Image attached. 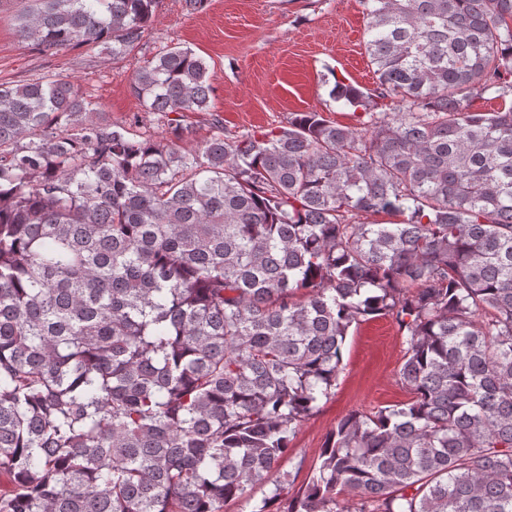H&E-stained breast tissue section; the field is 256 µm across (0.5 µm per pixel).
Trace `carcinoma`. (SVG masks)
Listing matches in <instances>:
<instances>
[{
    "instance_id": "carcinoma-1",
    "label": "carcinoma",
    "mask_w": 512,
    "mask_h": 512,
    "mask_svg": "<svg viewBox=\"0 0 512 512\" xmlns=\"http://www.w3.org/2000/svg\"><path fill=\"white\" fill-rule=\"evenodd\" d=\"M30 2L22 42L116 57L158 0ZM358 3L376 81L334 99L359 129L216 119L182 153L174 115L212 94L183 46L132 79L166 142L66 76L0 84V512L251 500L370 316L410 398L341 418L304 486L251 512H512V106L467 104L512 92V0ZM512 94L506 97H495L494 94L483 93L479 89L471 90L468 94V105L471 112H497L504 106H510Z\"/></svg>"
}]
</instances>
